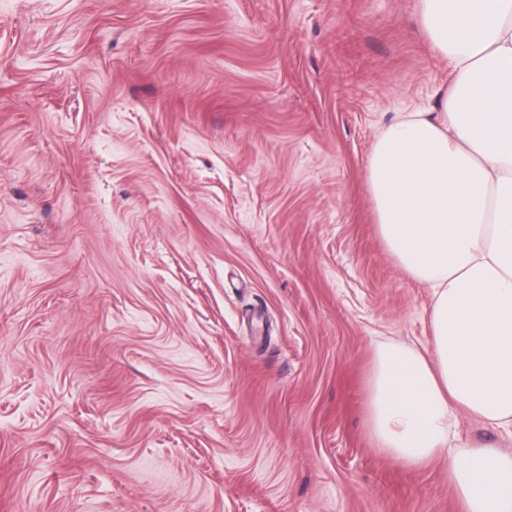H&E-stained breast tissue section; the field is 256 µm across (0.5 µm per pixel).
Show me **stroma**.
Returning <instances> with one entry per match:
<instances>
[{"instance_id":"stroma-1","label":"stroma","mask_w":512,"mask_h":512,"mask_svg":"<svg viewBox=\"0 0 512 512\" xmlns=\"http://www.w3.org/2000/svg\"><path fill=\"white\" fill-rule=\"evenodd\" d=\"M420 0H0V512H460L366 425L430 345L367 161Z\"/></svg>"}]
</instances>
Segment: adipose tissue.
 Returning <instances> with one entry per match:
<instances>
[{"mask_svg":"<svg viewBox=\"0 0 512 512\" xmlns=\"http://www.w3.org/2000/svg\"><path fill=\"white\" fill-rule=\"evenodd\" d=\"M420 22L451 81L367 170L384 243L432 290V349L376 352L367 424L405 467L447 457L461 512H512V452L449 440L463 412L512 436V0H421Z\"/></svg>","mask_w":512,"mask_h":512,"instance_id":"obj_1","label":"adipose tissue"}]
</instances>
